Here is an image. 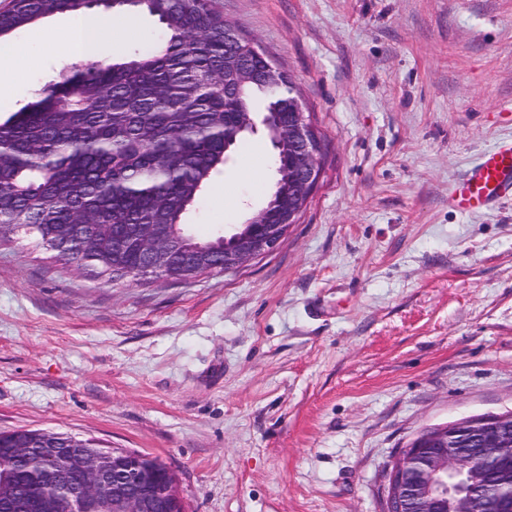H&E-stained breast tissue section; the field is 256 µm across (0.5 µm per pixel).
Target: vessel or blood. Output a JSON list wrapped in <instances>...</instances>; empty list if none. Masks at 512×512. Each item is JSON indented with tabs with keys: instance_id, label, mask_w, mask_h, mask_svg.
Masks as SVG:
<instances>
[{
	"instance_id": "b4317fda",
	"label": "vessel or blood",
	"mask_w": 512,
	"mask_h": 512,
	"mask_svg": "<svg viewBox=\"0 0 512 512\" xmlns=\"http://www.w3.org/2000/svg\"><path fill=\"white\" fill-rule=\"evenodd\" d=\"M508 197H512V142L484 152L454 183L448 202L459 212L472 213Z\"/></svg>"
}]
</instances>
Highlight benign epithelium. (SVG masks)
I'll return each instance as SVG.
<instances>
[{"mask_svg":"<svg viewBox=\"0 0 512 512\" xmlns=\"http://www.w3.org/2000/svg\"><path fill=\"white\" fill-rule=\"evenodd\" d=\"M279 139L297 147L299 161L295 190L300 199L311 198L322 173L321 140L305 113L292 124L283 121L276 129ZM297 223L295 214L285 213L281 223L268 225L262 240L243 237L235 253L224 256V270H235L274 251L287 233V226ZM152 269L164 275L162 265L172 252L165 237L149 232L142 239ZM507 416H478L468 419L466 435L481 449L485 465L512 450V438L505 425ZM442 447L427 448L424 441L430 430L422 431L389 466L385 512H430L436 502H448L450 494L467 476L472 458L461 448V433L453 425L437 427ZM23 468L13 467L0 473V494L9 497L23 480L35 479L38 492L19 501L21 512H183L184 504L175 487L172 471L156 480L153 457L123 448H99L95 443L83 447L71 443L58 448L33 438L16 449ZM468 492L495 500L503 512H512V477H502L495 484L484 479L468 482Z\"/></svg>","mask_w":512,"mask_h":512,"instance_id":"benign-epithelium-1","label":"benign epithelium"}]
</instances>
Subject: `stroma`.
I'll list each match as a JSON object with an SVG mask.
<instances>
[{"label":"stroma","mask_w":512,"mask_h":512,"mask_svg":"<svg viewBox=\"0 0 512 512\" xmlns=\"http://www.w3.org/2000/svg\"><path fill=\"white\" fill-rule=\"evenodd\" d=\"M289 75L323 173L268 256L108 282L35 236L0 242V432L149 454L186 512H383L423 429L512 412V200L464 214L455 179L512 141V0H216ZM71 15L16 32L0 114L71 61ZM145 12L98 45L156 36ZM274 149L232 152L186 223L232 233Z\"/></svg>","instance_id":"obj_1"}]
</instances>
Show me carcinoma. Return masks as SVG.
<instances>
[{"label": "carcinoma", "instance_id": "1", "mask_svg": "<svg viewBox=\"0 0 512 512\" xmlns=\"http://www.w3.org/2000/svg\"><path fill=\"white\" fill-rule=\"evenodd\" d=\"M96 5L112 12L145 10L163 30L121 61L79 59L36 98L0 121V230H24L48 250L60 238L90 247L60 251L110 281L143 278L150 259L136 245L141 226L160 224L177 250L170 277L191 266L213 271L224 262L216 238L192 235L184 222L229 154L263 129L275 148L276 179L260 208L274 224L288 203L293 150L273 137L266 118L295 111L298 96L280 74L247 81L244 67L264 59L212 0H10L0 11V41L45 18ZM247 115L230 147L224 125ZM18 440L0 434V468ZM456 512H494L489 498L461 490Z\"/></svg>", "mask_w": 512, "mask_h": 512}]
</instances>
